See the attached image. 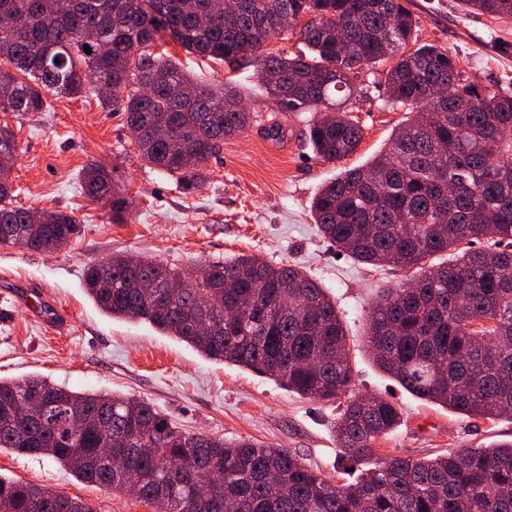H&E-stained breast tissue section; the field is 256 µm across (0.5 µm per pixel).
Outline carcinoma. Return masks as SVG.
Returning a JSON list of instances; mask_svg holds the SVG:
<instances>
[{"label": "carcinoma", "mask_w": 512, "mask_h": 512, "mask_svg": "<svg viewBox=\"0 0 512 512\" xmlns=\"http://www.w3.org/2000/svg\"><path fill=\"white\" fill-rule=\"evenodd\" d=\"M240 2L226 13L224 0H0V17L13 21L0 27V57L13 67H0V112H44V90L91 92L103 109L126 113L143 161L199 190L209 157L254 114L225 109L242 102L235 85L197 83L153 44L167 36L192 55L256 67L277 104L312 113L308 141L327 162L352 155L363 138L342 98L365 69L391 62L387 102L409 117L368 165L320 189L314 222L358 262L427 266L371 308L365 339L380 371L463 414H512V93L478 91L455 57L418 44L406 0ZM462 3L512 17V0ZM286 16L308 22L287 30ZM290 33L305 51L264 48ZM1 152H17L6 124ZM80 188L123 217L126 199L105 167L83 168ZM31 212L14 204L10 167L0 165V245L46 253L80 232L70 213L41 211L34 224ZM85 283L106 314L140 318L210 359L315 401L349 395L343 321L327 289L297 267L241 254L211 264L199 285L186 269L117 255L89 265ZM33 397L49 409L41 422L18 415ZM400 421L390 400L350 395L333 432L344 459L373 467L341 483L287 448L186 433L145 399L75 392L39 376L0 379V449L48 458L118 494L134 485L140 501L160 499L165 512H512V441L429 459L380 455L376 442ZM107 447L125 468L104 458ZM0 512L97 510L0 475Z\"/></svg>", "instance_id": "cac0c4a2"}]
</instances>
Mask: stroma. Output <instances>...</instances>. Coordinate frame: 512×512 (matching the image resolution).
Wrapping results in <instances>:
<instances>
[{
  "label": "stroma",
  "mask_w": 512,
  "mask_h": 512,
  "mask_svg": "<svg viewBox=\"0 0 512 512\" xmlns=\"http://www.w3.org/2000/svg\"><path fill=\"white\" fill-rule=\"evenodd\" d=\"M408 7L420 21L419 43L457 57L477 88L512 92V18L471 13L458 0H410ZM164 51L199 83L233 78L255 114L248 130L225 139L209 158L202 189H184L145 164L125 113L102 109L94 95L51 92L47 111L0 112L18 147L11 172L16 204L62 210L81 225L77 238L51 254L0 246V377L41 376L72 391L133 395L152 402L185 432L287 448L337 477L348 468L332 432L341 400L302 397L269 377L207 358L148 322L112 318L85 289L87 266L118 254L174 268L246 254L300 266L328 289L353 341V394L387 398L402 414L400 426L379 440L380 454L432 457L511 441L512 417L471 418L422 401L375 366L365 341L367 315L383 289L400 286L408 275L339 255L311 218L321 186L370 161L406 117L387 105L383 71L361 73L360 90L346 104L363 130L358 150L327 162L308 141L310 113L279 108L254 68L231 73L172 41ZM275 122L285 133L277 141L263 134ZM92 162L107 166L124 195L122 221H113L109 205L82 193L79 174ZM0 475L82 497L97 512H153L134 497L78 480L45 457L1 449Z\"/></svg>",
  "instance_id": "1"
}]
</instances>
